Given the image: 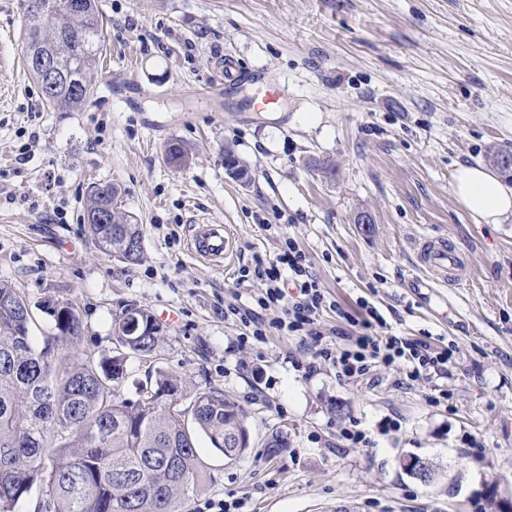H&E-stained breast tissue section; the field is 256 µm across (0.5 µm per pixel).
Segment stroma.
Returning <instances> with one entry per match:
<instances>
[{
  "label": "stroma",
  "instance_id": "35a3bbf8",
  "mask_svg": "<svg viewBox=\"0 0 512 512\" xmlns=\"http://www.w3.org/2000/svg\"><path fill=\"white\" fill-rule=\"evenodd\" d=\"M98 3L96 94L52 112L23 64L25 0H0V280L34 306L75 302L100 358L113 313L148 310L168 331L160 364L186 390L239 401L250 448L230 461L200 438L203 479L185 512L230 495L243 512H492L486 483L512 492V220L477 223L453 177L512 153V0ZM228 56L232 95H200L223 85ZM263 81L282 98L256 112ZM173 139L188 151L179 169L164 160ZM228 149L247 181L226 173ZM107 182L144 226L140 262L101 253L82 222L91 187ZM203 222L234 232L226 267L190 254L189 227ZM425 237L466 260L462 284L409 288ZM289 238L345 310L366 300L396 335L455 344L447 405L431 403L433 379L384 366L340 382L293 336L239 344L224 306L250 304L260 285H239L238 271ZM390 416L400 428H385ZM354 420L369 444L342 439ZM274 430L287 447H267ZM406 454L431 464L430 482L402 469Z\"/></svg>",
  "mask_w": 512,
  "mask_h": 512
}]
</instances>
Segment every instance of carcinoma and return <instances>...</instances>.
I'll return each mask as SVG.
<instances>
[{
    "label": "carcinoma",
    "instance_id": "1",
    "mask_svg": "<svg viewBox=\"0 0 512 512\" xmlns=\"http://www.w3.org/2000/svg\"><path fill=\"white\" fill-rule=\"evenodd\" d=\"M51 2L48 13L26 9L24 44L47 43L78 71L75 90L38 83L47 109L77 112L96 89L104 21L96 0H85L80 16L66 13L65 0ZM186 157L178 141L165 148L170 165ZM119 193L110 183L90 191L84 214L113 209ZM87 231L109 256L143 239L141 224L89 223ZM41 308L59 334L38 344L28 300L0 281V512H18L34 493L35 512H183L201 479L198 436L229 460L243 457L247 415L223 390L185 397L175 371L159 366L133 380L135 398L125 396L129 360L158 356L166 340L153 315L134 304L113 314L115 354L100 359L81 351L84 325L73 301L51 296ZM133 321L140 337L129 342L122 332Z\"/></svg>",
    "mask_w": 512,
    "mask_h": 512
}]
</instances>
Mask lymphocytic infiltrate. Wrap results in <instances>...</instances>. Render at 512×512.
<instances>
[{"mask_svg":"<svg viewBox=\"0 0 512 512\" xmlns=\"http://www.w3.org/2000/svg\"><path fill=\"white\" fill-rule=\"evenodd\" d=\"M238 281L262 285L252 306L231 303L224 309L225 317L242 326L241 343L257 346L272 336L312 340L316 358L331 365L338 380L361 381L380 364L399 369L411 381L432 374L444 375L455 354L454 348L448 346L435 349L425 341L389 333L376 307L364 306L362 314L355 316L338 301L329 300L311 271L309 259L294 240H286L276 257L254 255L249 265L240 268ZM272 306L281 308L282 314L270 322L262 312ZM326 310L343 319L344 325L336 333L346 338V345L340 347L335 341L325 340L323 332L317 330L316 321Z\"/></svg>","mask_w":512,"mask_h":512,"instance_id":"1","label":"lymphocytic infiltrate"}]
</instances>
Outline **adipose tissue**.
Returning <instances> with one entry per match:
<instances>
[{
    "instance_id": "1",
    "label": "adipose tissue",
    "mask_w": 512,
    "mask_h": 512,
    "mask_svg": "<svg viewBox=\"0 0 512 512\" xmlns=\"http://www.w3.org/2000/svg\"><path fill=\"white\" fill-rule=\"evenodd\" d=\"M453 191L479 222L499 224L512 217V187L481 165L460 167L454 175Z\"/></svg>"
}]
</instances>
